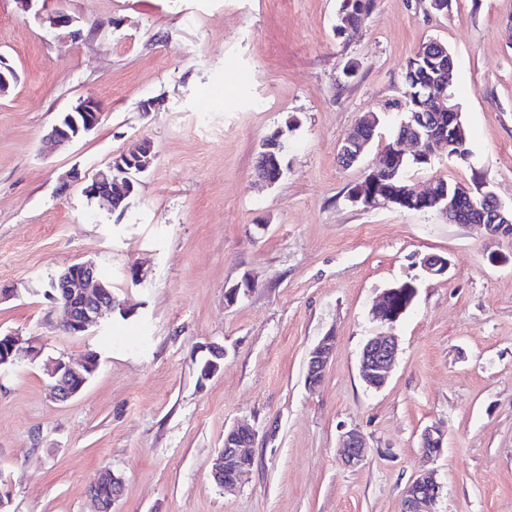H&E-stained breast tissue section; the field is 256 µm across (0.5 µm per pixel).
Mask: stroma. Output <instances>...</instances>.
I'll use <instances>...</instances> for the list:
<instances>
[{"mask_svg":"<svg viewBox=\"0 0 512 512\" xmlns=\"http://www.w3.org/2000/svg\"><path fill=\"white\" fill-rule=\"evenodd\" d=\"M340 0H0V56L19 80L0 97V330L37 354L0 374V495L8 512H89L101 470L122 476L115 512H401L424 469L443 487L438 512H512V238L433 212L352 203L404 107L407 60L437 39L457 66L452 91L471 158L445 156L407 177H441L512 204V0H376L350 39L334 32ZM64 8L83 31H53L37 11ZM356 64L357 74L343 70ZM223 87L210 96L212 87ZM104 112L53 153L42 137L80 99ZM152 101V111L142 109ZM379 126L362 160L338 152L358 118ZM284 129L285 173L253 187L263 140ZM139 139L156 159L136 195L107 212L85 180ZM441 254L447 273L420 260ZM91 260L127 314L81 336L58 328L44 295L60 270ZM141 282H133L130 269ZM255 287L227 303L243 279ZM417 287L392 326L376 295ZM399 341L384 387L358 360L382 332ZM334 352L316 389L309 348ZM223 345L224 367L197 383L200 346ZM96 352L84 389L59 402L45 367ZM258 431L236 490L210 463L224 430ZM447 432L425 458L422 431ZM367 455L346 466L343 434ZM407 291L409 295V303L401 309L394 308L390 299L397 293ZM416 287L410 282H403L385 288L379 295L377 303L372 309V317L374 320L382 324H393L400 320L407 309L413 304L416 297Z\"/></svg>","mask_w":512,"mask_h":512,"instance_id":"35a3bbf8","label":"stroma"}]
</instances>
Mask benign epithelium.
Instances as JSON below:
<instances>
[{
	"instance_id": "7a95c632",
	"label": "benign epithelium",
	"mask_w": 512,
	"mask_h": 512,
	"mask_svg": "<svg viewBox=\"0 0 512 512\" xmlns=\"http://www.w3.org/2000/svg\"><path fill=\"white\" fill-rule=\"evenodd\" d=\"M42 23L53 30L69 29L78 36L80 31L73 29L75 19L63 9L37 13ZM454 63L443 62L436 76L422 82L418 97L424 100L422 111L411 113V121L403 124L404 131L395 141L384 146L379 160L372 168V178L365 189H354L350 199L366 205L385 200L398 207L407 204L435 202L440 205L439 215L451 224L474 222L486 228L490 239L512 236V206H506L490 191L474 194L464 183L448 185L439 178L431 180L424 191H418L403 177L399 176L401 163L411 156L416 159L432 160L438 150L448 151L449 157H458L453 151V140L462 134L459 105L450 90V76ZM18 81L15 69L0 58V96H6ZM103 111L98 101L91 97L79 100L69 111L60 114L45 135L43 142L52 150L62 144L72 142L92 130L102 121ZM379 125L378 117L368 113L361 117L353 132L344 141L341 153L350 164L357 162L365 148L372 142ZM284 131L278 130L266 138L259 152L256 165L257 181L265 186L276 184L284 173L277 156L284 154L286 143ZM153 146L146 139L137 140L127 150L114 156L112 161L94 174L84 188L89 199L97 200L109 210L118 209L123 201L135 192V181L128 173L147 171L153 164ZM423 271L430 276H441L448 271V258L438 254H428L421 259ZM402 291L408 292L409 301L416 297V287L403 282L384 289L372 309L374 320L382 324H393L400 320L407 308H394L390 299ZM44 294L65 312L63 330L72 336L85 334L96 325L103 312L113 311L116 301L110 285L103 282L97 273L96 263L81 261L67 266L52 277L45 285ZM32 341L23 338L15 331L0 332V369H9L16 358L27 355ZM206 351L202 370L198 374L199 386L214 378L224 365V347L212 343L202 347ZM333 352V338L322 337L307 354L305 382L308 388L318 387L325 374ZM398 354V343L393 336H372L362 348L358 370L365 385L372 389L382 388L388 378L391 366ZM98 366V355L86 354L79 361L58 358L51 363L47 372L53 398L67 401L78 395ZM257 432L246 427L233 426L224 430V447L219 449L211 467L213 481L220 487L231 488L241 484L249 471L246 460L251 457ZM445 434L437 426L424 429L420 437V448L428 456L442 452ZM343 462L348 467L360 465L365 458V444L356 431H348L343 436ZM112 485V501L104 505L93 490L88 496L95 506V512H112L115 501L123 490V478L105 471L92 482V485ZM442 494V486L430 475L416 477L405 489L401 512H437L436 505Z\"/></svg>"
}]
</instances>
